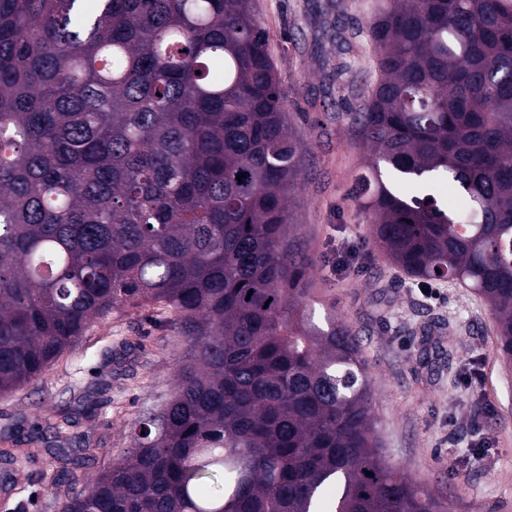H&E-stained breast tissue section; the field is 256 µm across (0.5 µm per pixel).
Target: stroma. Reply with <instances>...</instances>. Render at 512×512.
Here are the masks:
<instances>
[{"label": "stroma", "mask_w": 512, "mask_h": 512, "mask_svg": "<svg viewBox=\"0 0 512 512\" xmlns=\"http://www.w3.org/2000/svg\"><path fill=\"white\" fill-rule=\"evenodd\" d=\"M323 0H252L266 31L290 129L304 154L291 201L296 242L311 257L317 316L358 332L369 401L387 458L451 512H512V367L495 321L472 289L435 294L375 249L371 219L352 199L365 159L346 123L327 119L322 62L335 58ZM356 257L336 275L337 246ZM190 341L167 308L126 307L93 320L42 376L0 395V512H60L130 448L135 422L171 397ZM67 412L79 459L57 468L46 421Z\"/></svg>", "instance_id": "obj_1"}]
</instances>
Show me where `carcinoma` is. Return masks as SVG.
<instances>
[{
    "label": "carcinoma",
    "mask_w": 512,
    "mask_h": 512,
    "mask_svg": "<svg viewBox=\"0 0 512 512\" xmlns=\"http://www.w3.org/2000/svg\"><path fill=\"white\" fill-rule=\"evenodd\" d=\"M364 33L376 80L334 115L370 160L356 205L395 267L487 303L511 365L512 0H380L336 78ZM302 182L251 0H0V394L118 308L192 342L61 512H449L386 459L357 334L316 319Z\"/></svg>",
    "instance_id": "obj_1"
}]
</instances>
